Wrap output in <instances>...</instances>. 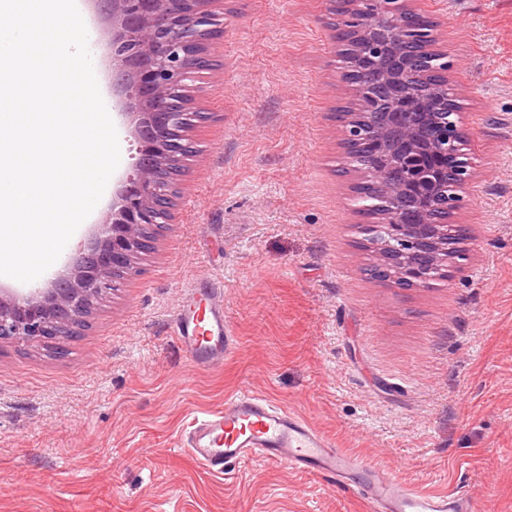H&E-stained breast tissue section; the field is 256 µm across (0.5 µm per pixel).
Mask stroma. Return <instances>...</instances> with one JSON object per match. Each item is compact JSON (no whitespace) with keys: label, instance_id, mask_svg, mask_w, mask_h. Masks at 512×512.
Listing matches in <instances>:
<instances>
[{"label":"stroma","instance_id":"stroma-1","mask_svg":"<svg viewBox=\"0 0 512 512\" xmlns=\"http://www.w3.org/2000/svg\"><path fill=\"white\" fill-rule=\"evenodd\" d=\"M436 24L473 179L466 254L423 287L371 274L353 96L327 0H215L190 83L175 221L81 336L0 343V512H370L357 491L258 456L225 477L180 444L248 388L420 490L512 512V0H412ZM224 284L237 338L199 370L170 323Z\"/></svg>","mask_w":512,"mask_h":512}]
</instances>
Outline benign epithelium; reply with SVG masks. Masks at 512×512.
Here are the masks:
<instances>
[{
    "label": "benign epithelium",
    "instance_id": "1",
    "mask_svg": "<svg viewBox=\"0 0 512 512\" xmlns=\"http://www.w3.org/2000/svg\"><path fill=\"white\" fill-rule=\"evenodd\" d=\"M213 0H96L108 25L105 35L112 60V89L116 108L139 144L133 170L113 190L112 207L89 237L66 257L53 278L26 292L0 290V341L37 346L49 339L80 334L88 314L109 290L136 272L141 254L154 248L155 232L173 223V186L170 174L188 160L184 139L203 119L189 107L188 81L205 65L204 41L213 25V13L204 5ZM377 9L368 22L379 26L385 38L370 43L360 54L387 51L405 39L402 20L405 0H374ZM354 89L365 100L373 89L361 82L360 62L346 64ZM391 80L398 89L396 110L382 123L366 118L348 119L345 138L372 145L395 125L404 129L387 160L372 173L386 178L397 167L404 171L398 193L407 209L427 216L417 224L402 216L369 225L370 244L381 257L375 273L397 282L423 286L440 275L445 257L462 254L452 243L451 225L428 216L436 210L451 212L459 193L448 191V172L458 182L471 177V162L463 150L467 133L460 128L456 104L445 89L442 111L434 113L431 128L413 135L418 120L407 90L423 77L401 66Z\"/></svg>",
    "mask_w": 512,
    "mask_h": 512
}]
</instances>
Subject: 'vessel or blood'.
I'll use <instances>...</instances> for the list:
<instances>
[{
	"label": "vessel or blood",
	"instance_id": "obj_1",
	"mask_svg": "<svg viewBox=\"0 0 512 512\" xmlns=\"http://www.w3.org/2000/svg\"><path fill=\"white\" fill-rule=\"evenodd\" d=\"M181 348L199 367L223 364L235 338L224 313V286L198 280L185 289L172 319ZM203 469L227 475L243 459L258 455L304 474L323 477L356 490L372 512H482L462 491L420 492L341 448L304 419L266 398L243 391L223 411L198 419L183 437Z\"/></svg>",
	"mask_w": 512,
	"mask_h": 512
}]
</instances>
